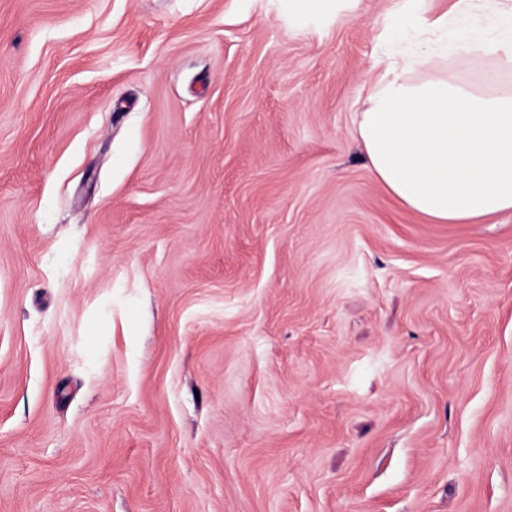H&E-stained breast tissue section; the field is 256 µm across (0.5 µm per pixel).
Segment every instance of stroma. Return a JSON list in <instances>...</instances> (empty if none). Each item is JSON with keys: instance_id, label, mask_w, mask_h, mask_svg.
Here are the masks:
<instances>
[{"instance_id": "stroma-1", "label": "stroma", "mask_w": 512, "mask_h": 512, "mask_svg": "<svg viewBox=\"0 0 512 512\" xmlns=\"http://www.w3.org/2000/svg\"><path fill=\"white\" fill-rule=\"evenodd\" d=\"M398 0H0V512H512V213L355 114ZM359 0H289L288 18L296 21L304 17L323 18L336 11L353 12Z\"/></svg>"}]
</instances>
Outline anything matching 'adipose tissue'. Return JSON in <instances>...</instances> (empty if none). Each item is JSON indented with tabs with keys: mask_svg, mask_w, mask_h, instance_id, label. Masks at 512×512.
Wrapping results in <instances>:
<instances>
[{
	"mask_svg": "<svg viewBox=\"0 0 512 512\" xmlns=\"http://www.w3.org/2000/svg\"><path fill=\"white\" fill-rule=\"evenodd\" d=\"M419 0H401L394 31H434L436 46L412 43L384 53L385 77L357 115L360 144L377 180L402 204L439 224H470L512 212V89L450 74L449 56L492 53L512 69V5L455 0L452 14L473 18L461 36L450 16L429 20ZM495 27L477 25L487 11Z\"/></svg>",
	"mask_w": 512,
	"mask_h": 512,
	"instance_id": "ef3b65f1",
	"label": "adipose tissue"
}]
</instances>
